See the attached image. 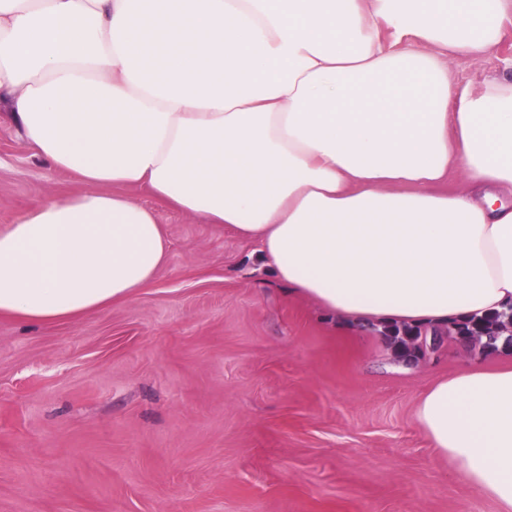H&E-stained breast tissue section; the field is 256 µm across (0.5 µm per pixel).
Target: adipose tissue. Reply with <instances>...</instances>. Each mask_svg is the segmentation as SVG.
Masks as SVG:
<instances>
[{
    "instance_id": "ef3b65f1",
    "label": "adipose tissue",
    "mask_w": 512,
    "mask_h": 512,
    "mask_svg": "<svg viewBox=\"0 0 512 512\" xmlns=\"http://www.w3.org/2000/svg\"><path fill=\"white\" fill-rule=\"evenodd\" d=\"M508 21L512 0H0V107L84 186L0 227V316L149 287L169 243L130 188L251 243L344 326L512 307V77L448 68ZM415 420L512 512V363L438 380Z\"/></svg>"
}]
</instances>
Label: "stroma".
Listing matches in <instances>:
<instances>
[{"instance_id":"1","label":"stroma","mask_w":512,"mask_h":512,"mask_svg":"<svg viewBox=\"0 0 512 512\" xmlns=\"http://www.w3.org/2000/svg\"><path fill=\"white\" fill-rule=\"evenodd\" d=\"M460 83L512 75V24ZM0 112V225L82 191ZM166 264L133 299L56 324L0 317V512H498L415 422L422 394L493 352L412 361L333 326L223 227L160 209Z\"/></svg>"}]
</instances>
